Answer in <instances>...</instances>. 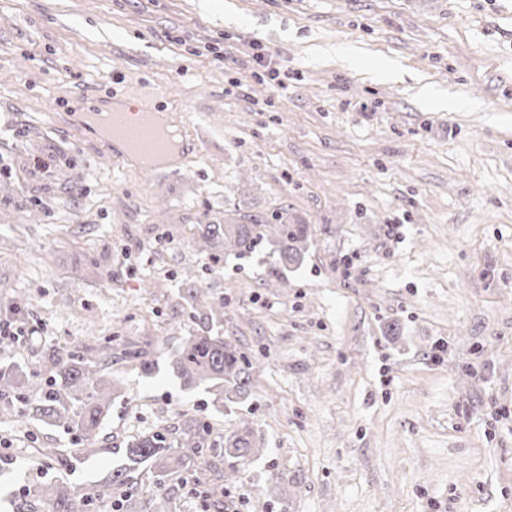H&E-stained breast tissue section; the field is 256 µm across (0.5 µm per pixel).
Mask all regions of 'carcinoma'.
Returning a JSON list of instances; mask_svg holds the SVG:
<instances>
[{
	"instance_id": "1",
	"label": "carcinoma",
	"mask_w": 512,
	"mask_h": 512,
	"mask_svg": "<svg viewBox=\"0 0 512 512\" xmlns=\"http://www.w3.org/2000/svg\"><path fill=\"white\" fill-rule=\"evenodd\" d=\"M309 225L290 224L276 216L273 224H264L251 214L222 224H201L197 229L199 245L215 261L233 255L244 258L265 247H272L274 258L269 273L278 280L290 269L298 268L305 254ZM193 318L203 327L183 338L170 356L169 372L185 388L204 387L211 406L218 412L246 401L253 392V362L238 345L214 330L222 322L224 303H213L188 288ZM100 358L91 363L76 350L48 354L41 370H29L16 362L0 363V415L34 419L49 426L62 427L75 434L73 456H58L53 448H41L38 455L56 458L63 467H71L86 456L122 454V463L102 486L71 483L66 480L33 483L25 488L24 500L14 512H37L44 503L48 512H91L96 500L105 494L116 497L123 512L135 510V491L140 475L148 471L157 492L152 512H173L168 483H196L199 476L216 475L203 489L208 501L217 502L230 486L244 478L245 465L262 452L263 444L251 422L241 418L224 433L222 444L211 439L210 422L197 414H185L168 429L151 430L126 442L119 450L94 447L96 437L108 417L118 387L111 379L112 338L99 347ZM121 359L131 363L147 377L157 364L147 358L144 349L128 346ZM222 458L227 469L220 470L215 459Z\"/></svg>"
}]
</instances>
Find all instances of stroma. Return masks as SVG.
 Returning <instances> with one entry per match:
<instances>
[{
  "label": "stroma",
  "instance_id": "stroma-1",
  "mask_svg": "<svg viewBox=\"0 0 512 512\" xmlns=\"http://www.w3.org/2000/svg\"><path fill=\"white\" fill-rule=\"evenodd\" d=\"M339 42L363 56L322 55ZM257 44L283 87L250 68ZM106 71L118 97L163 100L177 171L102 157L58 111ZM244 213L309 225L285 281L268 251L200 250L198 225ZM190 284L254 362L231 413L165 369L197 329ZM0 314L28 331L0 359L31 370L106 336L160 364L113 361L102 452L69 481L191 411L217 440L249 419L264 450L220 506L187 488L175 512H512V0H0ZM73 444L0 420V512L61 475L26 468L37 449ZM146 357L147 353L143 348L128 346L121 350V359L138 368L143 375L150 377L154 374L158 362L154 363Z\"/></svg>",
  "mask_w": 512,
  "mask_h": 512
}]
</instances>
